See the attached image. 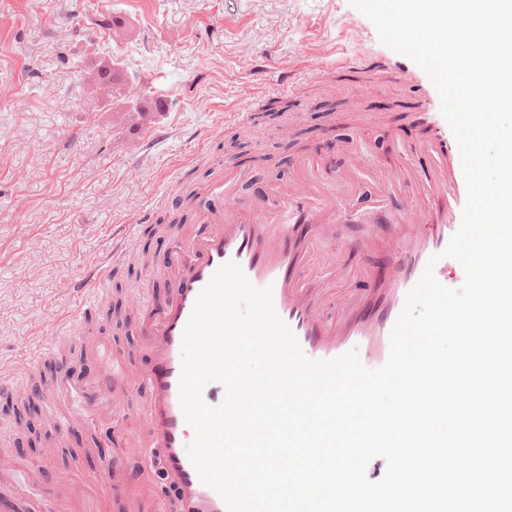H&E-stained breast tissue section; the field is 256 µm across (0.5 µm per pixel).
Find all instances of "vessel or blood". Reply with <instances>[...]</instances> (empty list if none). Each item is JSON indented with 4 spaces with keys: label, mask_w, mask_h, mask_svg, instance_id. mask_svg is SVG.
Returning a JSON list of instances; mask_svg holds the SVG:
<instances>
[{
    "label": "vessel or blood",
    "mask_w": 512,
    "mask_h": 512,
    "mask_svg": "<svg viewBox=\"0 0 512 512\" xmlns=\"http://www.w3.org/2000/svg\"><path fill=\"white\" fill-rule=\"evenodd\" d=\"M423 150L434 155L435 166L418 175V195L421 201L431 196L443 198L448 215L434 219L421 202L394 201L395 212L402 214L406 223H431L435 232L429 239L398 247L390 293L370 290L362 315L343 323L326 322L319 313V300L306 295L294 276L296 266L307 258L306 246L318 235L317 227L309 222L313 211L342 208L335 194L324 191L325 181L319 172H312L307 181L286 176L254 196L245 213L234 204V180H225L217 188L214 196L220 207L207 218L210 228L197 257L171 266V303L143 333L157 355V368L141 375L123 363L107 360L105 373L83 393L86 403L105 401L117 411L139 392L148 393L144 424L153 447L163 452L164 469L181 489L175 506H161L159 512H227L223 499L201 482L189 459L187 447L194 431L185 421L179 395L183 334L202 289L220 266L236 262L254 286L271 287L277 314L292 329L307 357L331 360L357 347L365 355L366 368L383 366L390 354L391 331L408 292L426 265H433L438 273L447 268L442 253L461 225L459 215L467 201L463 169L448 163L449 158L460 155L457 142L430 141ZM111 271V262H107L86 275L78 282L80 292L90 298L103 294Z\"/></svg>",
    "instance_id": "obj_1"
}]
</instances>
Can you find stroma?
Segmentation results:
<instances>
[{"label":"stroma","mask_w":512,"mask_h":512,"mask_svg":"<svg viewBox=\"0 0 512 512\" xmlns=\"http://www.w3.org/2000/svg\"><path fill=\"white\" fill-rule=\"evenodd\" d=\"M340 55L353 59L351 71L329 69ZM102 64L112 69V95L92 104V73ZM131 85L141 88L138 99H128ZM251 110L256 122L242 120ZM437 133L453 136L428 76L382 44L350 0H0V369L14 368L21 386L54 380L55 354L33 374L29 353L50 345L57 323L83 307L73 333L92 330L150 371L142 327L170 300L169 259L192 251L205 229L210 188L241 170L246 200L299 158L341 174L365 147L367 163L394 167ZM161 194L181 201L188 219L180 229L159 228L170 211L153 206ZM321 221L335 224L329 212ZM129 224L145 255L113 264L106 292L85 304L73 279ZM335 226L300 278L315 286L324 257L336 255L345 274L331 282L328 311L338 315L387 269L405 227L394 219ZM134 293L143 306L129 320L118 305ZM66 368L65 392L39 403L47 422L39 433L22 422L20 401L0 394V469L17 482L0 496V512H49L70 487L80 491L70 512L176 503L156 449L122 452L135 435L132 419L117 423L83 404L101 360L78 352ZM105 454L121 457L112 480L138 486V503L95 495Z\"/></svg>","instance_id":"35a3bbf8"}]
</instances>
